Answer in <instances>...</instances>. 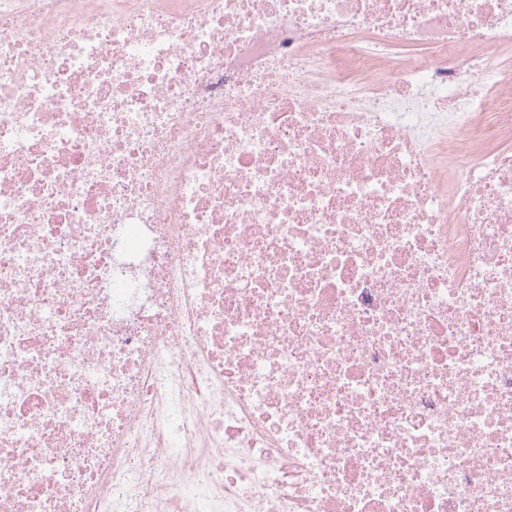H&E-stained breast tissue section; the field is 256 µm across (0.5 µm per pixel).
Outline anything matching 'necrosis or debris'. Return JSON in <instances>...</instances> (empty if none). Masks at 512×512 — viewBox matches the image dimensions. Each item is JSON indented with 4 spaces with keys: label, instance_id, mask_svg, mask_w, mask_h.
Here are the masks:
<instances>
[{
    "label": "necrosis or debris",
    "instance_id": "4bbe7bcc",
    "mask_svg": "<svg viewBox=\"0 0 512 512\" xmlns=\"http://www.w3.org/2000/svg\"><path fill=\"white\" fill-rule=\"evenodd\" d=\"M0 512H512V0H0Z\"/></svg>",
    "mask_w": 512,
    "mask_h": 512
}]
</instances>
